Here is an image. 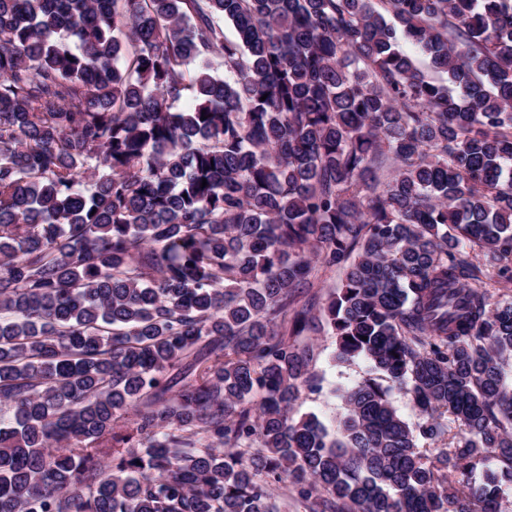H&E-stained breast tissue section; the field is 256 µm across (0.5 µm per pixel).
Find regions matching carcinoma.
<instances>
[{"instance_id":"1","label":"carcinoma","mask_w":512,"mask_h":512,"mask_svg":"<svg viewBox=\"0 0 512 512\" xmlns=\"http://www.w3.org/2000/svg\"><path fill=\"white\" fill-rule=\"evenodd\" d=\"M511 287L512 0H0V512H505ZM317 283L318 286L315 288V291H318V296H321L320 304L316 305L312 309L313 315H319V306L321 302H324L327 295L336 288L343 278V269L340 266H336L332 269H324L320 267V264H317ZM300 340L313 350L312 371L318 378L322 390L320 392L305 390L295 403L293 412L297 418L305 414H315L328 427H331L334 416L343 410L340 399L334 398L332 392L360 380L366 370V364L361 361L352 365L335 364L332 360L335 339L326 331L301 336Z\"/></svg>"}]
</instances>
